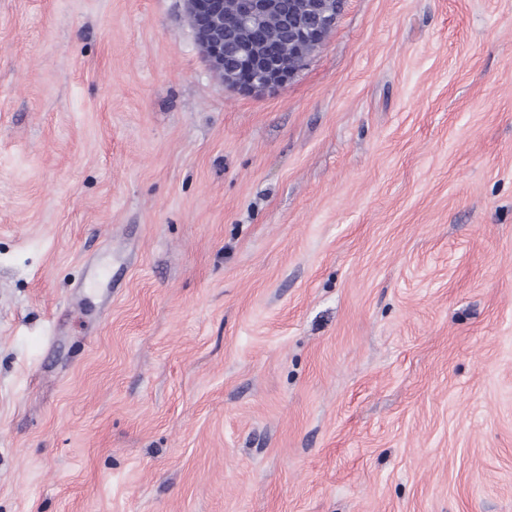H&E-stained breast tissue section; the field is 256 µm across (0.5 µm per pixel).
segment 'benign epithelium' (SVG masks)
I'll return each mask as SVG.
<instances>
[{"instance_id":"benign-epithelium-1","label":"benign epithelium","mask_w":512,"mask_h":512,"mask_svg":"<svg viewBox=\"0 0 512 512\" xmlns=\"http://www.w3.org/2000/svg\"><path fill=\"white\" fill-rule=\"evenodd\" d=\"M191 24L202 53L217 73L224 71V39L235 37L238 27L252 26L277 9L276 0H234L232 11L226 10V0H186ZM282 23L295 40L320 44L336 26V14L322 12L317 0H308L298 10L282 16ZM304 60L293 62L268 51L245 54L239 71L245 89L251 94H263L288 84Z\"/></svg>"}]
</instances>
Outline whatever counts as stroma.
<instances>
[{
	"instance_id": "stroma-1",
	"label": "stroma",
	"mask_w": 512,
	"mask_h": 512,
	"mask_svg": "<svg viewBox=\"0 0 512 512\" xmlns=\"http://www.w3.org/2000/svg\"><path fill=\"white\" fill-rule=\"evenodd\" d=\"M0 512H512V0H0ZM234 1L233 10H226L225 0H186L191 24L198 44L210 67L229 81L236 76L238 60L233 54L224 56V35L234 38L239 26H252L277 9L276 0ZM318 0H308L297 11L284 14L282 23L286 32L294 40L308 41L312 45L320 44L336 26V12H322ZM258 41L271 45L279 52L294 56L308 52V45L292 42L291 38L280 27L276 17L269 16L264 19L257 32ZM303 63L304 59L288 62L276 52L268 51L243 55L239 71L247 92L263 94L285 87Z\"/></svg>"
}]
</instances>
